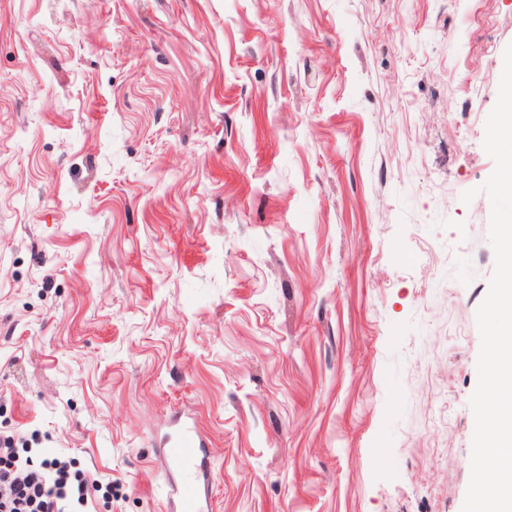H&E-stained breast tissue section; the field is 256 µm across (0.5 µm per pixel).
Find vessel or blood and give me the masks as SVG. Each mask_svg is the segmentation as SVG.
<instances>
[{
    "instance_id": "1",
    "label": "vessel or blood",
    "mask_w": 512,
    "mask_h": 512,
    "mask_svg": "<svg viewBox=\"0 0 512 512\" xmlns=\"http://www.w3.org/2000/svg\"><path fill=\"white\" fill-rule=\"evenodd\" d=\"M162 454L178 467L171 512H210L204 494L210 478L209 455L195 422L176 421L173 433L163 442Z\"/></svg>"
}]
</instances>
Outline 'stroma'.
<instances>
[{
	"label": "stroma",
	"instance_id": "35a3bbf8",
	"mask_svg": "<svg viewBox=\"0 0 512 512\" xmlns=\"http://www.w3.org/2000/svg\"><path fill=\"white\" fill-rule=\"evenodd\" d=\"M512 0H0V437L98 512H461ZM471 202H463L467 190ZM162 454L178 467L171 512H209L204 494L210 478L209 455L195 422L176 418L173 433L163 442Z\"/></svg>",
	"mask_w": 512,
	"mask_h": 512
}]
</instances>
